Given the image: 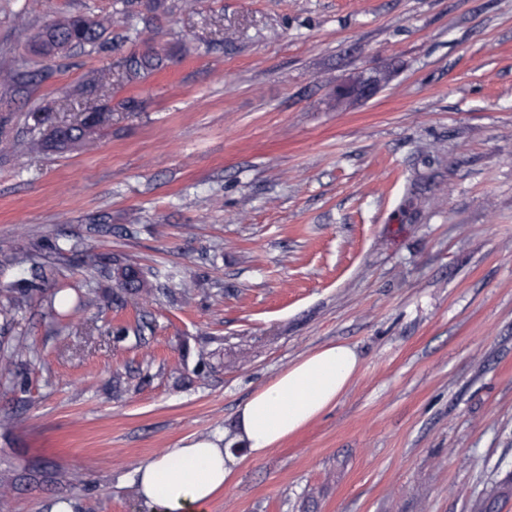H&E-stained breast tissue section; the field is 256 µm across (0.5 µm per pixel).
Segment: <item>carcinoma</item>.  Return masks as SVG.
Instances as JSON below:
<instances>
[{
    "label": "carcinoma",
    "instance_id": "obj_1",
    "mask_svg": "<svg viewBox=\"0 0 512 512\" xmlns=\"http://www.w3.org/2000/svg\"><path fill=\"white\" fill-rule=\"evenodd\" d=\"M181 0H113V13L123 16L128 22V30L139 35L150 27L152 18L160 12H172L179 7ZM103 44V23L92 19L68 15L47 25L36 37V51L43 56L67 57L73 50L80 49L89 53L99 51ZM161 58L156 53H146L141 56L132 55L125 59L123 69L127 82L135 83L141 80L148 71L158 67ZM105 121V113L94 112L70 128L65 139L51 132L42 142H29L26 148L38 150L41 148H65L86 144L94 139L99 126ZM118 296L124 301H137L142 295L150 293L148 279L144 272L131 266L117 273ZM33 300L32 289L11 287L0 290V324H12L18 314L26 309ZM0 353L10 359L29 355L32 348L27 339L18 336L4 347Z\"/></svg>",
    "mask_w": 512,
    "mask_h": 512
}]
</instances>
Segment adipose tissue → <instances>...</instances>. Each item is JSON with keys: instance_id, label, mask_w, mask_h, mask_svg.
Here are the masks:
<instances>
[{"instance_id": "adipose-tissue-1", "label": "adipose tissue", "mask_w": 512, "mask_h": 512, "mask_svg": "<svg viewBox=\"0 0 512 512\" xmlns=\"http://www.w3.org/2000/svg\"><path fill=\"white\" fill-rule=\"evenodd\" d=\"M361 360L349 345L323 346L255 390L230 430L195 438L136 471L139 495L158 512H206L233 479L241 457L259 459L336 405Z\"/></svg>"}]
</instances>
